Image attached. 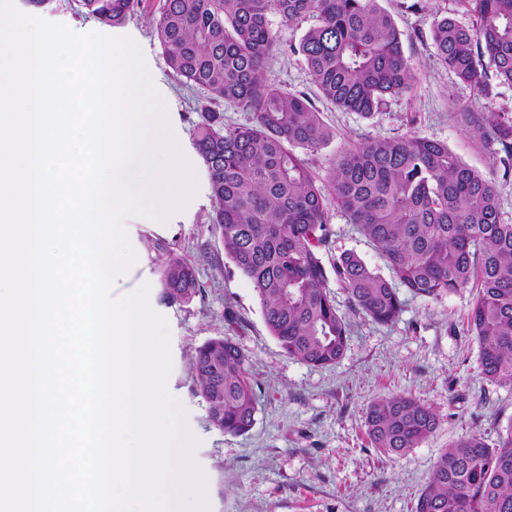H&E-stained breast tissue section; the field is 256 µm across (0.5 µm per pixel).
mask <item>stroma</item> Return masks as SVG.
Instances as JSON below:
<instances>
[{
  "label": "stroma",
  "mask_w": 512,
  "mask_h": 512,
  "mask_svg": "<svg viewBox=\"0 0 512 512\" xmlns=\"http://www.w3.org/2000/svg\"><path fill=\"white\" fill-rule=\"evenodd\" d=\"M158 4L143 0L137 17L118 33L141 46L178 144L194 159L197 191L162 228L133 219L130 242L151 286L150 299L169 322L173 369L168 387L184 407L197 441L195 462L206 479L209 512H414L436 457L450 443L475 433L492 445L512 425V388L483 379L478 345L467 331L473 292L435 300L405 296L399 318L382 326L351 307L344 289L329 282L350 325L345 355L323 368L288 358L265 324L251 282L205 224L211 209L208 176L194 148L196 107L204 93L181 86L169 74L150 34ZM382 5L402 33L416 81L411 92L388 98L370 119L318 102L334 138L308 155L312 171L326 176L331 161L364 139L412 132L446 142L469 166L493 174L503 218L512 222V175L504 176L502 167L476 151L450 116L451 102L471 101L474 91L434 58L432 23L454 9L453 0H382ZM267 75L291 92L312 89L297 55L274 52ZM328 225L332 254L352 250L370 266L384 269L380 251L344 213L329 209ZM156 238L175 244L195 265L203 293L192 303L162 302L160 269L148 247ZM216 336L232 337L248 354L249 372L258 385L256 422L243 435L209 425L189 372L191 353ZM396 395L419 400L438 417L435 432L400 457L375 450L365 428L370 402Z\"/></svg>",
  "instance_id": "35a3bbf8"
}]
</instances>
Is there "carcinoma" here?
<instances>
[{
	"instance_id": "cac0c4a2",
	"label": "carcinoma",
	"mask_w": 512,
	"mask_h": 512,
	"mask_svg": "<svg viewBox=\"0 0 512 512\" xmlns=\"http://www.w3.org/2000/svg\"><path fill=\"white\" fill-rule=\"evenodd\" d=\"M431 29L436 61L476 92L452 103L472 146L512 172V114L484 112L489 77L512 86V0H454ZM82 12L112 28L138 14L141 0H79ZM278 17L310 25L298 40L273 27ZM152 31L173 76L205 91L194 145L209 179L208 224L255 290L270 334L291 358L336 364L349 324L328 289V271L349 303L373 322L392 324L404 301L438 299L464 288L477 295L468 320L483 378L512 385V223L503 220L495 179L465 164L448 144L406 133L367 138L331 162L318 180L303 155L333 139L314 100L370 119L387 98L408 92L415 73L393 16L381 0H162ZM301 57L313 94L291 93L266 76L269 55ZM251 113L224 125L219 106ZM343 212L376 246L389 276L357 253L325 260L328 209ZM161 299L188 304L202 293L193 264L172 245L152 243ZM248 356L216 337L189 358L208 420L231 435L249 432L257 394ZM366 431L374 448L401 455L437 428L434 411L409 396L373 401ZM415 512H512V425L491 447L479 434L453 441L434 462Z\"/></svg>"
}]
</instances>
